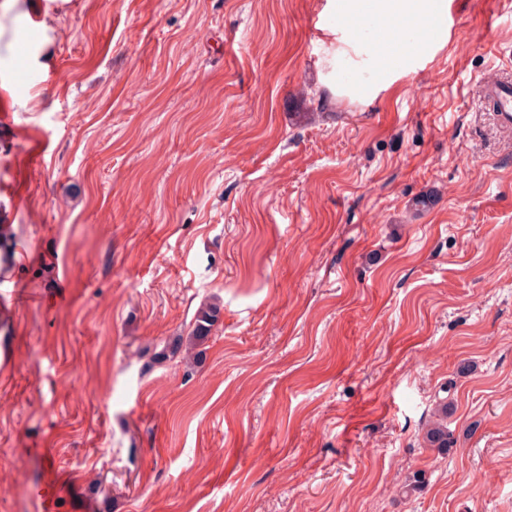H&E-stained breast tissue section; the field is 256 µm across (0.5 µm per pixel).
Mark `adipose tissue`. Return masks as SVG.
<instances>
[{"instance_id": "adipose-tissue-1", "label": "adipose tissue", "mask_w": 512, "mask_h": 512, "mask_svg": "<svg viewBox=\"0 0 512 512\" xmlns=\"http://www.w3.org/2000/svg\"><path fill=\"white\" fill-rule=\"evenodd\" d=\"M334 17L326 62L336 72L358 73L359 81L336 91L371 103L380 89L431 61L448 40V0H327ZM363 22L371 35L353 34Z\"/></svg>"}]
</instances>
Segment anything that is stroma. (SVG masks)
Listing matches in <instances>:
<instances>
[{
    "label": "stroma",
    "instance_id": "35a3bbf8",
    "mask_svg": "<svg viewBox=\"0 0 512 512\" xmlns=\"http://www.w3.org/2000/svg\"><path fill=\"white\" fill-rule=\"evenodd\" d=\"M326 2L0 19V512H512V0L370 104ZM479 91L483 97L490 98L495 105L499 122L512 125V81L505 79L498 71L484 75L479 82ZM218 313L219 308L214 304H204L201 306L198 310L191 336H188V343L184 346L183 340L178 338L168 347L170 353L173 355L181 353L184 346V351L187 355L191 350L203 343L208 338L211 327L217 321ZM435 420L431 422L425 431V441L430 447L448 451L450 438L448 437V404L439 403L433 413Z\"/></svg>",
    "mask_w": 512,
    "mask_h": 512
}]
</instances>
